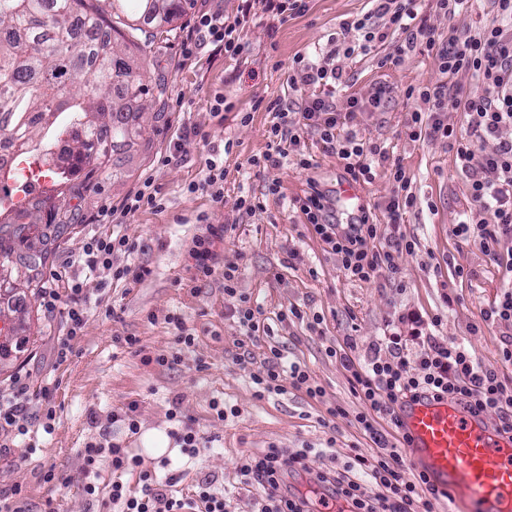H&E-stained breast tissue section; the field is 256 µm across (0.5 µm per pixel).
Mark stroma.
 I'll use <instances>...</instances> for the list:
<instances>
[{
  "mask_svg": "<svg viewBox=\"0 0 512 512\" xmlns=\"http://www.w3.org/2000/svg\"><path fill=\"white\" fill-rule=\"evenodd\" d=\"M240 3L187 0L183 19L155 43L145 72L148 81L165 79L164 95L150 99L153 110L162 116L144 114L149 146L117 174L107 173L98 180L81 172L65 198L56 202L50 201L38 181L26 178L23 167H16L4 181L12 198L23 200V212L45 222L62 212L72 216L68 223L50 229L52 240L40 269L44 278L63 261L79 260L89 234L111 232V225L97 221L102 206L122 212L127 198L148 181L166 201L164 211L143 209L122 219L123 231L136 242L137 250L129 257L115 255L114 260L149 268L151 274L143 283L127 288L120 283L102 285L95 276L83 278L91 303L83 334L64 365H56L54 356L62 316L47 315L37 287L24 288L10 278L0 282V313L8 315L21 306L29 313L27 328L0 338V344L10 349L8 355L0 354V386L19 375L35 387L51 375L60 379L53 400V432L43 433L37 418L41 405L32 401L36 451L22 447L0 455V488L21 486L31 512H43L48 505L55 512H95L83 493L81 470V452L92 440L124 441L140 455L144 468L157 474L183 472L178 489L186 495L194 493L201 477L210 476L230 499L232 512L255 510V496L235 469L244 453L271 444L318 448L331 437L336 440L337 462H344L351 444L369 451V441L349 419L322 423L328 408L340 406L351 412L359 408L346 372L328 350L347 336L355 338L359 349H366L383 340L403 314L440 316L436 335L465 340L477 359L512 377V365L500 360L502 349L512 345V327L482 318L500 294L503 270L478 246L451 233L458 214L470 207L469 181L456 150L449 142L414 141L405 133L408 112L422 103L405 99L404 92L409 86L439 80L433 60L413 52L399 63L381 64V56L394 50L393 36L374 53L357 51L339 59L345 82L334 93L338 108H345L349 96L365 98L376 88L386 89L387 104L374 112L355 113L350 125L363 141L386 148L390 159L400 162L417 197L403 226L415 242V251L398 257L405 289L381 278L356 281L340 271L335 255L292 205L305 190L307 177L338 189L345 177L342 162L310 129L301 131L300 148L314 157L317 167L312 172L297 169L290 157L275 166L263 157L272 121L268 104L297 103L317 93L313 87L298 92L290 88L293 58L328 51L329 38L340 22L366 13L368 0H309L304 14L285 23L273 26L257 18L247 24L238 57H229L207 42L195 58L184 60L181 46L197 17L221 11L231 18ZM416 9L419 18L442 36L475 30L493 17L490 0H470L467 10L456 15L439 13L434 0H417ZM220 101L225 109L217 118L213 110ZM216 147L224 167L220 206L207 194L187 190L189 183L205 177L206 163ZM272 183L279 185V194H268ZM243 195L259 198L261 210L237 209L235 203ZM209 224L223 225L224 237L215 243L218 260L238 265L240 293L260 307L270 328L267 337L246 351L239 346L246 331L225 308L222 275L195 277L190 250L194 237ZM458 264L469 270V277H456ZM292 306L302 311V318L280 320V312ZM173 315L183 318L196 338L195 346L184 350L173 368L145 364V357L170 351L175 329L167 319ZM316 315L321 318L317 326L312 323ZM119 336L139 337L142 353L117 345ZM273 346L289 361L307 366L323 388L320 398L292 389L255 398L252 377ZM176 399L207 441L193 459L173 441L161 452L142 444L143 433H169L172 424L167 413ZM215 400L238 408V416L218 419L210 408ZM131 402L138 405L140 431L135 435L117 418ZM50 470L56 480L44 481Z\"/></svg>",
  "mask_w": 512,
  "mask_h": 512,
  "instance_id": "1",
  "label": "stroma"
}]
</instances>
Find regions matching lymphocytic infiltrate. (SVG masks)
I'll return each instance as SVG.
<instances>
[{"label":"lymphocytic infiltrate","mask_w":512,"mask_h":512,"mask_svg":"<svg viewBox=\"0 0 512 512\" xmlns=\"http://www.w3.org/2000/svg\"><path fill=\"white\" fill-rule=\"evenodd\" d=\"M372 6L362 18L340 24L330 39L332 45L324 61L305 55L295 56L289 83L294 89L309 86L335 87L342 79L336 65L338 54L360 49L368 54L389 34L402 36L390 55L397 63L409 52L432 57L441 78L421 87H410L406 99H417L422 109L410 112L406 134L418 140L430 137L453 140L456 157L469 179L473 210L481 220L462 218L452 227L454 236L478 245L496 263L504 264L508 278L497 301L483 313L484 320L512 326V0H492L494 16L476 33L452 34L440 39L435 30L419 19L416 0H371ZM274 20L305 12L306 0H243L239 15L225 19L223 14H204L197 18L187 36L184 57L196 54L202 42L222 46L230 57H238L243 46L240 36L255 5ZM465 73L481 86L478 94L463 93L451 83V76ZM383 90L368 98L348 100L346 111H338L329 96L302 99L292 108L280 102L269 106L274 121L270 127L269 151L264 159L278 164L281 158L295 154L296 165L307 171V190L294 204L304 215L313 233L336 256L345 276L363 282L383 278L403 287L401 268L396 261L400 252H413L415 243L402 231L403 216L416 202L411 181L400 165H392L390 176L394 189L381 204L390 228L391 242L378 243V227L369 211H362L357 223L346 226L332 218L331 198L310 175L316 163L301 153L299 129H314L327 150L344 162V169L354 183L372 182L375 173L371 159L379 155L377 145L364 144L355 130L346 128V114L379 108ZM462 112L464 134H457L448 122L449 111ZM135 244L122 232L91 235L81 264L66 261L51 270L42 289V306L47 312H62L64 331L57 339L56 362L64 364L81 337L89 304L83 295L81 270L110 275L113 281L132 285L141 283L150 271L139 264L114 266V254H133ZM195 276L207 279L224 276V294L231 298L230 311L246 330L248 341L260 337L261 321L247 296L238 292L237 268L225 265L217 269L212 235L195 237L191 249ZM353 337H346L340 347L330 349L348 374V381L361 408L355 412L354 425L372 445L371 453L350 446L342 468L317 465L321 452L314 447L290 450L269 445L262 451L242 456L238 471L245 485L259 492L258 512H315L317 506L333 505L337 512H434L441 492L425 471L409 470L402 454L409 447L399 413L401 405L420 397L448 399L474 416L494 417L497 434L512 437V378L502 375L497 366L476 359L464 342L445 336L413 332L402 335L393 331L382 343L372 346L370 354L359 356ZM289 374L290 386L281 383ZM254 394L262 399L284 393L286 388L317 398L323 393L307 367L285 363L278 348H270L262 368L253 375ZM30 387L14 379L0 388V431L24 438L29 433ZM85 476L83 491L99 500L102 512H229L223 493L214 483L202 479L193 495L179 496L176 486L182 475L171 472L165 477L144 469L142 459L119 442L87 443L82 454ZM113 471L137 473L140 488L130 491L122 482H113L107 499H100L97 479L102 463ZM305 473L308 491L288 488L290 474Z\"/></svg>","instance_id":"lymphocytic-infiltrate-1"}]
</instances>
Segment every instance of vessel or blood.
<instances>
[{"label":"vessel or blood","mask_w":512,"mask_h":512,"mask_svg":"<svg viewBox=\"0 0 512 512\" xmlns=\"http://www.w3.org/2000/svg\"><path fill=\"white\" fill-rule=\"evenodd\" d=\"M401 417L414 457L434 482L480 512H512V440L447 400L408 403Z\"/></svg>","instance_id":"vessel-or-blood-1"}]
</instances>
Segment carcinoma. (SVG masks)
<instances>
[{
	"mask_svg": "<svg viewBox=\"0 0 512 512\" xmlns=\"http://www.w3.org/2000/svg\"><path fill=\"white\" fill-rule=\"evenodd\" d=\"M186 0H0V141L15 156L34 153L39 161L61 140L74 144L77 166L45 173L66 188L89 167L106 172L110 152L132 148L143 139L131 127L145 111L150 87L144 73L119 41L144 35L134 43L148 56L152 38L170 32L184 13ZM53 129L52 139H35ZM27 228L12 218L0 221V240L19 237ZM46 252H28L0 261L25 269L35 281Z\"/></svg>",
	"mask_w": 512,
	"mask_h": 512,
	"instance_id": "obj_1",
	"label": "carcinoma"
}]
</instances>
